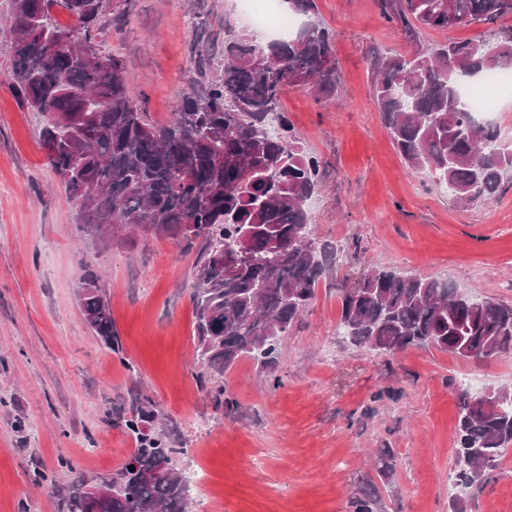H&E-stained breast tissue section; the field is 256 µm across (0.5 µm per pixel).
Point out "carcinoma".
<instances>
[{
  "label": "carcinoma",
  "instance_id": "cac0c4a2",
  "mask_svg": "<svg viewBox=\"0 0 512 512\" xmlns=\"http://www.w3.org/2000/svg\"><path fill=\"white\" fill-rule=\"evenodd\" d=\"M11 3L0 44L11 59L9 87L22 106L44 117L42 145H53L49 164L76 205V229H151L189 246L205 239L206 258L193 271L201 365L222 373L247 358L280 385L274 372L281 344L339 260L338 249L314 235L309 201L318 189V162L281 115L288 88L306 86L316 75L322 103L340 84L332 36L316 21V0H285L289 11L305 17L291 36L260 42L240 33L224 40L214 77H207L210 60L199 50L205 83L183 96L164 126L151 124L132 101L120 60L99 55L92 30L108 0ZM58 7L78 20L79 32L51 24ZM382 8L411 32L450 30L452 16L463 26H493L512 14V0H382ZM509 65L512 29L373 63L372 94L406 165L463 206L496 199L512 176V144L467 112L458 87ZM272 117L279 124L275 133ZM244 238L248 260L224 270V252ZM99 279L86 270L78 304L89 329L113 347L118 332ZM339 299L344 335L380 355L415 345L461 358L512 352V303L472 299L451 280L376 268ZM458 408L457 484L482 490L512 449V406L497 411L483 395L462 391ZM155 417L144 406L126 421L139 446L113 474L104 499L90 491L93 480L73 477L60 512H187L186 484L156 473L161 462L174 463L179 449L144 433L142 426ZM375 466L390 484L391 449L377 450ZM377 503L375 488L362 486L350 499L351 512H375Z\"/></svg>",
  "mask_w": 512,
  "mask_h": 512
}]
</instances>
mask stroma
I'll list each match as a JSON object with an SVG mask.
<instances>
[{"mask_svg":"<svg viewBox=\"0 0 512 512\" xmlns=\"http://www.w3.org/2000/svg\"><path fill=\"white\" fill-rule=\"evenodd\" d=\"M316 3L342 93L321 104L291 88L282 103L319 161L312 221L339 263L284 340L277 387L251 360L202 371L192 303L201 242L76 230L41 145L44 118L9 88L0 50V512H59L61 463L88 477L118 471L135 446L126 421L147 403L178 471L209 476L208 487L190 485L189 512H350L353 488L378 479L380 448L395 453V488L381 490L376 512H448L459 496L467 512H512V457L482 491L455 484L458 394L512 385V354L478 362L428 346L383 357L337 331L341 289L373 267L512 303V182L492 205L457 207L405 165L371 93L375 53L408 55L489 28L413 35L383 16L380 0ZM244 29L237 0H112L98 48L120 59L131 98L162 125L199 79L194 47L221 57L225 33ZM89 265L101 275L116 352L77 303Z\"/></svg>","mask_w":512,"mask_h":512,"instance_id":"obj_1","label":"stroma"}]
</instances>
